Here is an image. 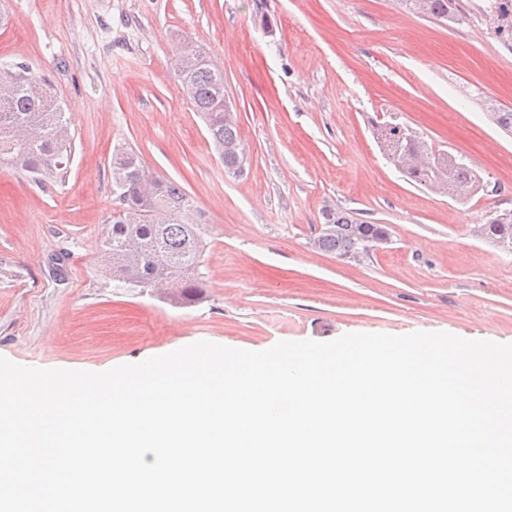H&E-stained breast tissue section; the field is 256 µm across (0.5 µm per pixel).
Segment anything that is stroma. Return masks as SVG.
<instances>
[{
  "label": "stroma",
  "mask_w": 512,
  "mask_h": 512,
  "mask_svg": "<svg viewBox=\"0 0 512 512\" xmlns=\"http://www.w3.org/2000/svg\"><path fill=\"white\" fill-rule=\"evenodd\" d=\"M456 23L397 0H0V65L46 77L70 122L65 177L0 162V356L104 372L197 341L262 351L346 333L446 332L512 343V252L475 225L512 211V51L460 0ZM223 60L247 146L226 174L183 96L175 50ZM411 128L492 190L459 200L411 183L374 125ZM133 148L201 211L204 299L119 287L99 261L111 160ZM352 210L390 239L354 263L312 247L321 213Z\"/></svg>",
  "instance_id": "obj_1"
}]
</instances>
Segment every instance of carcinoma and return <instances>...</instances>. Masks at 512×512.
Returning <instances> with one entry per match:
<instances>
[{"label": "carcinoma", "instance_id": "cac0c4a2", "mask_svg": "<svg viewBox=\"0 0 512 512\" xmlns=\"http://www.w3.org/2000/svg\"><path fill=\"white\" fill-rule=\"evenodd\" d=\"M417 14L438 21L459 20L458 0H400ZM485 12L500 21L496 39L512 51V0H487ZM14 92L0 95V160L27 171L34 177H50L64 172L71 158V141L59 137L68 126L61 105L52 93L44 92L46 80L28 65L14 73ZM183 90L193 108L204 117L210 141L224 171L243 172L244 154L226 153L224 146L240 145L237 117L224 115V71L213 69L205 60L197 62L182 79ZM379 144L390 143L386 154L414 153L428 146L417 138L396 134V129H375ZM438 165L448 193L466 187L475 195L484 189L480 175L451 154L437 152ZM112 184L121 209L113 210L112 232L100 245L108 255L106 270L114 281L158 293L185 306L205 297L199 273L203 249L199 234L202 215L175 181L149 171L133 149L121 148L112 155ZM406 178L428 187L434 174L427 168H412ZM331 229L313 239L314 248L340 258L354 252L366 235L383 237L384 224H367L354 212L328 208L322 212ZM512 240V220L494 216L485 224V239L497 243Z\"/></svg>", "mask_w": 512, "mask_h": 512}]
</instances>
